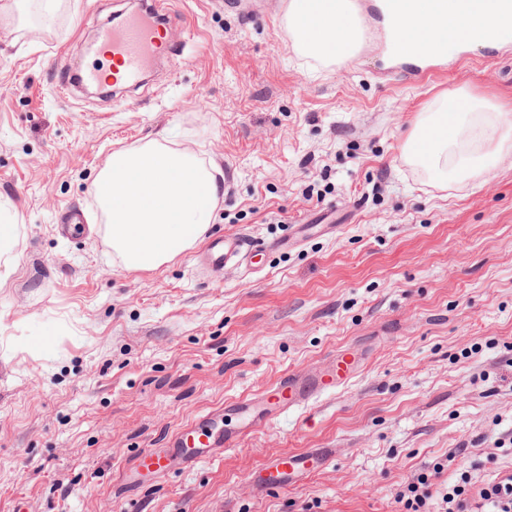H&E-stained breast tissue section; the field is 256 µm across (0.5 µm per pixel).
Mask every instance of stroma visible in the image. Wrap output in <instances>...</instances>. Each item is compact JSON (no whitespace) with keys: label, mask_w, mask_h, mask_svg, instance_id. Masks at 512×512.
<instances>
[{"label":"stroma","mask_w":512,"mask_h":512,"mask_svg":"<svg viewBox=\"0 0 512 512\" xmlns=\"http://www.w3.org/2000/svg\"><path fill=\"white\" fill-rule=\"evenodd\" d=\"M289 2L164 0L200 40L132 99L64 97L47 72L84 66L120 0H0V225L18 234L0 264V512H399L396 492L448 451L445 486L512 471V150L465 183L403 154L451 92L512 113V42L421 81L378 41L314 71ZM150 140L228 171L208 234L311 232L220 279L194 248L126 269L89 188ZM72 207L86 226L61 234ZM342 348L363 357L344 388L194 467L124 481L140 449L237 430L242 398ZM310 448L331 456L257 492L263 463Z\"/></svg>","instance_id":"obj_1"}]
</instances>
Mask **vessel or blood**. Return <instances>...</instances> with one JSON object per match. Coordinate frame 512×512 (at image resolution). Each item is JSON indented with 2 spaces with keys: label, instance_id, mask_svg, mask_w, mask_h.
Wrapping results in <instances>:
<instances>
[{
  "label": "vessel or blood",
  "instance_id": "1",
  "mask_svg": "<svg viewBox=\"0 0 512 512\" xmlns=\"http://www.w3.org/2000/svg\"><path fill=\"white\" fill-rule=\"evenodd\" d=\"M157 0H141L130 12L95 27L91 56L93 65L75 74L59 76L56 89L68 95L76 84H107L110 75H117L122 86L138 88L145 74L158 60L176 63L194 41L190 29H183L181 37H172L159 22ZM261 252L260 246L236 237L217 236L208 243L204 264L214 275H221L230 265L253 266ZM362 363L348 351L336 356L321 369L305 375L288 373L280 376L263 394L243 399L237 407L241 420L238 433L225 434L222 439L207 438L194 447H186L183 436H176L173 451L187 464H195L215 452L236 447L241 436L256 431L271 416L290 409H301L315 402L323 393L347 385L359 372ZM329 457L327 451L311 448L298 454H282L269 459L256 477V487L265 492L282 488L318 468ZM170 461L152 448L142 449L140 466L157 476H165Z\"/></svg>",
  "mask_w": 512,
  "mask_h": 512
}]
</instances>
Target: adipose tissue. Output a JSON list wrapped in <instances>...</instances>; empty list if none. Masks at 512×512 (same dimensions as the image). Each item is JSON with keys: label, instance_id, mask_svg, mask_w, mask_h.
<instances>
[{"label": "adipose tissue", "instance_id": "adipose-tissue-1", "mask_svg": "<svg viewBox=\"0 0 512 512\" xmlns=\"http://www.w3.org/2000/svg\"><path fill=\"white\" fill-rule=\"evenodd\" d=\"M400 30L398 56L459 43L475 47L512 42V17L494 0H400L392 17ZM288 29L297 53L323 65L348 60L363 37L350 0H292ZM512 149V120L487 111L467 95L443 97L415 124L404 146L408 160L431 175L464 179L493 168L497 153Z\"/></svg>", "mask_w": 512, "mask_h": 512}]
</instances>
